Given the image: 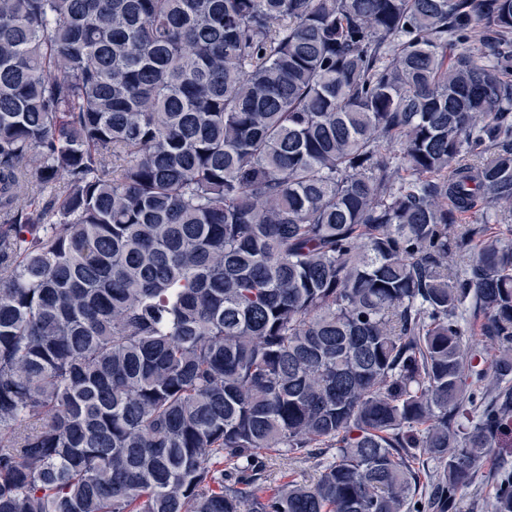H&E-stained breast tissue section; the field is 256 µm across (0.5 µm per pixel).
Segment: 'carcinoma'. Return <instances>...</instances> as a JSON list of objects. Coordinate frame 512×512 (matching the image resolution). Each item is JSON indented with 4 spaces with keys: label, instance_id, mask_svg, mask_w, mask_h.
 Here are the masks:
<instances>
[{
    "label": "carcinoma",
    "instance_id": "obj_1",
    "mask_svg": "<svg viewBox=\"0 0 512 512\" xmlns=\"http://www.w3.org/2000/svg\"><path fill=\"white\" fill-rule=\"evenodd\" d=\"M511 65L512 0H0V512H411L420 456L457 512L512 433ZM267 463L265 488H274L288 479L298 478L312 481L318 476V466L315 459H281L275 454L266 455Z\"/></svg>",
    "mask_w": 512,
    "mask_h": 512
}]
</instances>
